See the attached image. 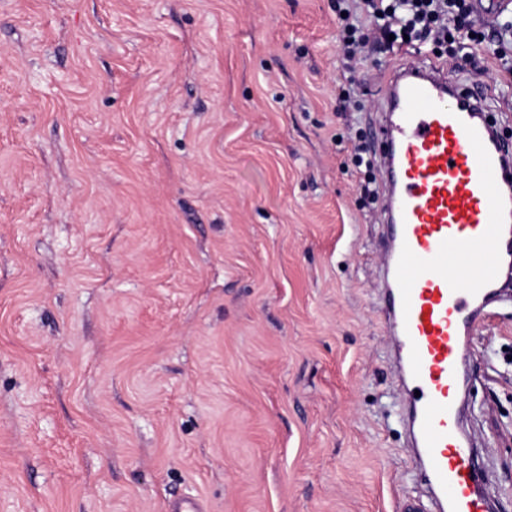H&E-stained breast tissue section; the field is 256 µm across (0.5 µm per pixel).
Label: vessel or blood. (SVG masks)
Instances as JSON below:
<instances>
[{"instance_id": "1", "label": "vessel or blood", "mask_w": 512, "mask_h": 512, "mask_svg": "<svg viewBox=\"0 0 512 512\" xmlns=\"http://www.w3.org/2000/svg\"><path fill=\"white\" fill-rule=\"evenodd\" d=\"M483 21L512 0H471ZM388 93L377 128L390 146L382 243L390 266L387 320L399 362L418 390L410 412L421 473L440 512H490L479 451L459 426L456 393L484 307L512 264V147L491 129L488 94L436 61L398 56L380 74Z\"/></svg>"}]
</instances>
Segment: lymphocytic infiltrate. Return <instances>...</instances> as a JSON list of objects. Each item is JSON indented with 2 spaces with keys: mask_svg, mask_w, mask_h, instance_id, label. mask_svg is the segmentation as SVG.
<instances>
[{
  "mask_svg": "<svg viewBox=\"0 0 512 512\" xmlns=\"http://www.w3.org/2000/svg\"><path fill=\"white\" fill-rule=\"evenodd\" d=\"M336 10L341 14L339 54L345 84L339 109L343 112L357 102L356 70L372 45L401 48L409 40L440 44L460 38L469 43L464 61L472 67L485 64L489 49L506 64L512 57V22L473 31L467 0H337ZM506 72L512 74L508 64Z\"/></svg>",
  "mask_w": 512,
  "mask_h": 512,
  "instance_id": "lymphocytic-infiltrate-1",
  "label": "lymphocytic infiltrate"
}]
</instances>
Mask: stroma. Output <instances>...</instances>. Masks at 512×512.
<instances>
[{
  "instance_id": "35a3bbf8",
  "label": "stroma",
  "mask_w": 512,
  "mask_h": 512,
  "mask_svg": "<svg viewBox=\"0 0 512 512\" xmlns=\"http://www.w3.org/2000/svg\"><path fill=\"white\" fill-rule=\"evenodd\" d=\"M337 37L332 0H0V512H434L361 190L393 53L340 112ZM470 342L512 512V303Z\"/></svg>"
}]
</instances>
